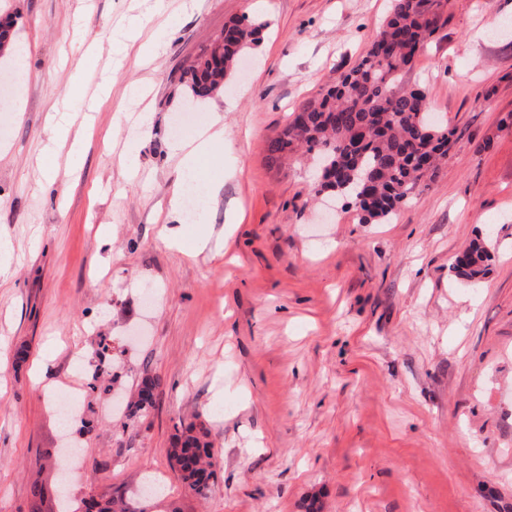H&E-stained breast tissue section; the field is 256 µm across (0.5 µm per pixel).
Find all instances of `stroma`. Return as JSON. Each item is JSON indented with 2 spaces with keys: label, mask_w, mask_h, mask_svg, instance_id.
<instances>
[{
  "label": "stroma",
  "mask_w": 512,
  "mask_h": 512,
  "mask_svg": "<svg viewBox=\"0 0 512 512\" xmlns=\"http://www.w3.org/2000/svg\"><path fill=\"white\" fill-rule=\"evenodd\" d=\"M153 4L0 0L32 71L22 82L0 57V239L12 245L0 271V512H29L32 481L57 482L69 438L84 450L70 496H87L92 474L101 489L161 476L160 501H138L142 512H512V0H450L405 73L461 136L376 224L343 200L314 202L310 156L274 163L267 144L359 61L390 0ZM245 15L270 25L201 107L224 117V160L199 169L222 186L178 250L160 233L179 176L171 144L198 108L180 76ZM136 16L146 23L133 40ZM138 112L152 133L130 180L124 116ZM62 115L85 151L72 170L59 148L46 179L35 161ZM477 239L491 258L467 280L453 264ZM90 371L126 389L148 373L164 384L142 417L104 414L97 397L61 426L55 393ZM192 422L214 452L204 500L168 461Z\"/></svg>",
  "instance_id": "35a3bbf8"
}]
</instances>
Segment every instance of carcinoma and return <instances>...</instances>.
Wrapping results in <instances>:
<instances>
[{"label": "carcinoma", "instance_id": "cac0c4a2", "mask_svg": "<svg viewBox=\"0 0 512 512\" xmlns=\"http://www.w3.org/2000/svg\"><path fill=\"white\" fill-rule=\"evenodd\" d=\"M448 0H392L381 30L357 65L340 75L321 98L305 105L274 138L272 158L303 150L322 166L315 193L333 192L349 199L365 223L391 218L424 181L432 179L448 155L455 132L429 112L424 93L403 84L402 74L426 48L439 27ZM269 27L261 17L237 18L210 50L184 73V93L204 102L228 85L238 59L260 41ZM490 254L474 243L456 260L457 275H481ZM158 376L142 377L127 401L136 417L155 403ZM209 431L190 424L177 436L168 457L182 483L203 497L216 478ZM74 512H130L118 490L81 499Z\"/></svg>", "mask_w": 512, "mask_h": 512}]
</instances>
